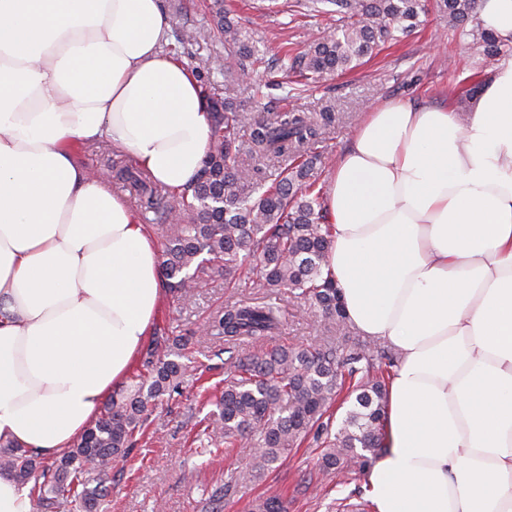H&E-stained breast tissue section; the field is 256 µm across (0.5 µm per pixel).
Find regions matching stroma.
<instances>
[{"label":"stroma","mask_w":512,"mask_h":512,"mask_svg":"<svg viewBox=\"0 0 512 512\" xmlns=\"http://www.w3.org/2000/svg\"><path fill=\"white\" fill-rule=\"evenodd\" d=\"M211 0H161L172 33L162 49L172 58L199 67L211 63L203 77L208 86L224 87V41L212 31L208 6ZM236 20L253 31L268 58L279 57L282 45L303 51L310 40L334 30L336 20L330 15L310 10L297 0H224ZM207 30L206 38L184 49L176 47V31L186 28ZM497 61L483 56L472 36L448 28L436 15L423 17L420 26L399 43L379 51L363 65L345 74L334 75L310 85L303 96H296L293 86L279 70L250 72L253 83H269L268 96L258 103H247L253 112H282L296 109L320 110L335 102L343 117L329 134L330 153L322 165L323 178H330L336 155L347 144L362 115L382 101L402 99L415 104L453 105L459 114L470 110L463 96L467 76L476 80L488 77ZM263 299L264 294L249 283L225 287L215 282L196 289L189 298L166 292L155 321L174 334L188 337V349L195 368L182 386L183 393L159 406L136 448L112 470L109 492L98 512H203L211 492L230 482L235 472L251 459L248 448H231L212 453L203 434L205 421L213 409L214 395L224 388L227 353L221 352L203 327L226 299ZM283 311L281 332L274 344H307L320 330L319 321L296 299L276 295ZM318 452L302 447L273 471L247 484L235 486L224 498L223 512H247L256 498L281 494L288 512H330L336 499L351 492L364 491L365 477L356 473L338 484L323 479L318 467Z\"/></svg>","instance_id":"35a3bbf8"}]
</instances>
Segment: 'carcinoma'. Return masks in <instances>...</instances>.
Instances as JSON below:
<instances>
[{"mask_svg":"<svg viewBox=\"0 0 512 512\" xmlns=\"http://www.w3.org/2000/svg\"><path fill=\"white\" fill-rule=\"evenodd\" d=\"M328 4L336 31L312 40L289 70L307 86L351 71L389 41L412 31L426 0H311ZM451 29L474 22L478 0H433ZM211 12L224 52L252 69L269 60L251 34L213 0ZM483 55L502 45L479 26L470 30ZM268 84L224 80V96L206 94L211 140L197 180L179 196L178 214L163 204L166 191L143 172L118 171L153 223L169 225L163 249L166 285L187 294L204 281L228 285L256 273V287L300 299L321 321L323 336L300 346H281L245 356L243 338L264 342L277 335L282 307L236 300L209 317L208 334L229 354L224 391L205 430L229 448H255L234 483L256 479L310 440L320 448L319 471L327 478L365 472L382 454L386 376L398 360L387 347L354 337L340 290L322 276L331 247L320 182L324 143L336 113L244 111L243 97L258 101ZM188 342L159 329L142 353L141 371L112 392L103 412L70 451L50 461L29 451H0V474L29 487L33 512H96L105 496L112 461L135 447L152 408L180 393L189 371L182 361ZM345 409L337 430L334 410ZM248 512H288L280 495L259 498Z\"/></svg>","mask_w":512,"mask_h":512,"instance_id":"cac0c4a2","label":"carcinoma"}]
</instances>
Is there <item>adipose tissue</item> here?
Masks as SVG:
<instances>
[{"label": "adipose tissue", "mask_w": 512, "mask_h": 512, "mask_svg": "<svg viewBox=\"0 0 512 512\" xmlns=\"http://www.w3.org/2000/svg\"><path fill=\"white\" fill-rule=\"evenodd\" d=\"M169 27L160 0H0V450L67 453L153 330L157 244L78 150L109 140L176 193L197 176L210 117ZM324 208L325 275L398 355L374 512H512V56L467 120L365 113Z\"/></svg>", "instance_id": "obj_1"}]
</instances>
